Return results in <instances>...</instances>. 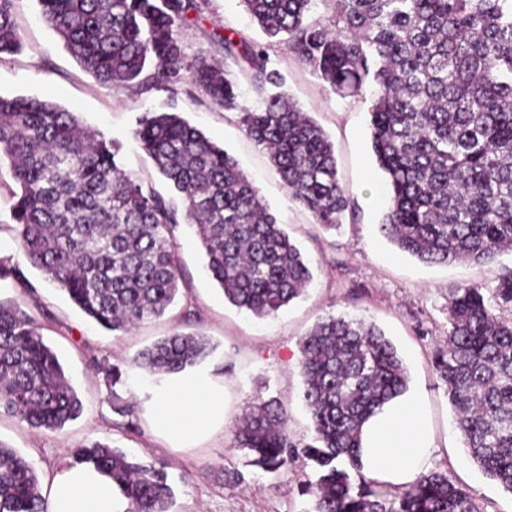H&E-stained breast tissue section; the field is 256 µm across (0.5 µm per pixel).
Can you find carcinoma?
Returning <instances> with one entry per match:
<instances>
[{
    "instance_id": "1",
    "label": "carcinoma",
    "mask_w": 512,
    "mask_h": 512,
    "mask_svg": "<svg viewBox=\"0 0 512 512\" xmlns=\"http://www.w3.org/2000/svg\"><path fill=\"white\" fill-rule=\"evenodd\" d=\"M18 0H0V56L22 48ZM46 23L101 84L168 88L190 81L216 106L240 114L293 198L326 230L351 201L332 142L269 69V46L284 44L332 92L371 96V145L386 174L383 234L431 264L491 263L512 249V0H241L272 39L258 45L218 36L242 59L261 98L241 99L221 63L200 52L185 64L175 28L206 0H37ZM137 142L168 181L164 196L127 174L114 142L82 127L73 112L34 97L0 96V163L11 195L14 239L26 261L90 319L126 332L163 316L180 278L174 230L195 228L224 298L258 318L276 315L311 282L307 262L237 161L177 112H146ZM446 349L433 365L469 456L512 493V268L488 290L479 283L448 298ZM213 351L201 331L175 332L142 350L134 367L172 374ZM302 399L314 443L288 430L278 400L255 397L236 426V447L276 472L297 453L311 462L304 490L314 512H481L442 471L402 494L362 472L365 420L407 389V369L375 325L328 315L300 344ZM0 409L35 428L62 429L81 401L39 332L16 303H0ZM71 465L112 477L127 512H170L165 465L133 462L108 443L74 450ZM0 512H44L33 465L0 444Z\"/></svg>"
}]
</instances>
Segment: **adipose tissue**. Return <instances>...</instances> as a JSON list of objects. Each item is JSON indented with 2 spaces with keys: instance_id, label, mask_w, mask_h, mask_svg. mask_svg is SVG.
Here are the masks:
<instances>
[{
  "instance_id": "obj_1",
  "label": "adipose tissue",
  "mask_w": 512,
  "mask_h": 512,
  "mask_svg": "<svg viewBox=\"0 0 512 512\" xmlns=\"http://www.w3.org/2000/svg\"><path fill=\"white\" fill-rule=\"evenodd\" d=\"M153 418L173 438L188 441L224 416V400L196 380L159 389ZM436 453L429 413L418 398L406 396L385 405L365 425L360 450L364 473L406 487L426 473ZM48 512H125L126 500L107 476L88 465L59 467L43 486Z\"/></svg>"
}]
</instances>
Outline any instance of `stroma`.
<instances>
[{"mask_svg":"<svg viewBox=\"0 0 512 512\" xmlns=\"http://www.w3.org/2000/svg\"><path fill=\"white\" fill-rule=\"evenodd\" d=\"M16 17L24 47L0 57V96L36 97L74 112L82 124L116 143L128 173L165 196L171 188L140 149L133 131L145 112L181 113L237 160L308 260L313 279L307 292L277 316H248L225 301L206 275L200 242L193 228L181 224L175 230L180 280L174 302L161 318L144 321L129 333L105 330L19 254L9 208L16 185L8 172H0V265L20 267L24 274L20 282L0 280V302L26 305L82 402L80 415L53 432L30 427L0 410L1 444L15 448L42 479L72 450L95 440L140 461L164 463L174 492L171 512H312L313 499L302 492L311 474L305 459L296 457L275 474L262 472L235 447L233 426L248 401L274 397L287 407L295 439L311 442L299 344L319 318L347 313L376 324L403 358L409 392L419 395L430 411L438 448L431 470L447 472L449 479L465 486L482 512H512V494L489 479L465 452L432 366L435 354L448 342L451 292L474 282L494 287L498 273L512 268V251L485 266L429 265L401 252L381 233L385 176L371 149L369 101L332 93L285 46L272 48L271 69L280 73L285 91L330 138L341 183L355 206L340 227L326 230L292 199L267 154L243 133L238 113L217 107L187 82L149 91L101 84L41 19L37 0H19ZM225 27L251 42L267 41L240 0H207L203 12L178 34L188 57L205 51L222 59L225 76L237 82L246 105L259 106L246 64L225 58L212 40L214 31ZM198 330L209 336L215 349L182 376L223 388L227 409L223 423L208 435L181 445L155 427L149 411L154 391L169 383V376L145 375L132 362L162 336ZM115 365L122 376L114 384L107 370ZM119 405L129 406L130 417L116 413Z\"/></svg>","mask_w":512,"mask_h":512,"instance_id":"obj_1","label":"stroma"}]
</instances>
